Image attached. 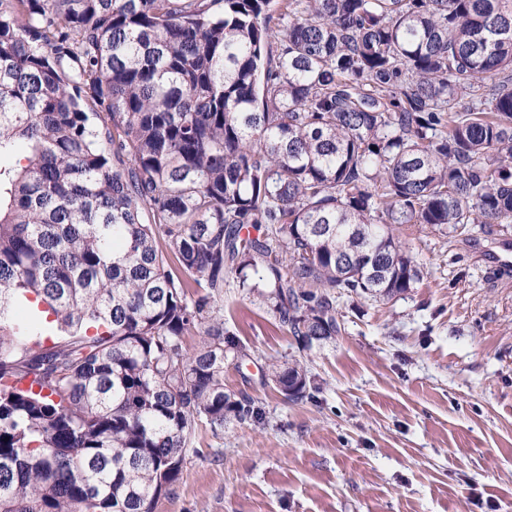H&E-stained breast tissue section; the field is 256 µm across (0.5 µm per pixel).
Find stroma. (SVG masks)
I'll return each instance as SVG.
<instances>
[{
	"label": "stroma",
	"instance_id": "obj_1",
	"mask_svg": "<svg viewBox=\"0 0 512 512\" xmlns=\"http://www.w3.org/2000/svg\"><path fill=\"white\" fill-rule=\"evenodd\" d=\"M397 233L423 265L415 287L349 300L341 334L309 346L225 277L246 356L225 361L224 385L263 420L197 424L154 512H512V275L483 259L512 224ZM295 361L315 401L265 384L268 364Z\"/></svg>",
	"mask_w": 512,
	"mask_h": 512
}]
</instances>
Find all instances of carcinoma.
<instances>
[{
    "label": "carcinoma",
    "instance_id": "cac0c4a2",
    "mask_svg": "<svg viewBox=\"0 0 512 512\" xmlns=\"http://www.w3.org/2000/svg\"><path fill=\"white\" fill-rule=\"evenodd\" d=\"M511 223L512 0H0V512H153L261 420L226 274L309 345L420 279L394 226Z\"/></svg>",
    "mask_w": 512,
    "mask_h": 512
}]
</instances>
